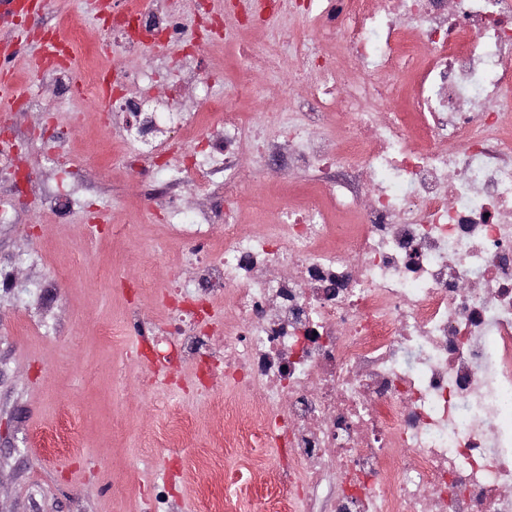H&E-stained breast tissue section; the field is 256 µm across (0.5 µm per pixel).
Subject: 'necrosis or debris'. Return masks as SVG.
<instances>
[{"mask_svg": "<svg viewBox=\"0 0 512 512\" xmlns=\"http://www.w3.org/2000/svg\"><path fill=\"white\" fill-rule=\"evenodd\" d=\"M282 11L309 19L321 52L294 38L268 54L305 83L295 112L264 102L271 135L212 96L141 112L124 89L146 69L75 74L64 42L39 71L64 96L111 76L113 107L140 118L132 162L164 165L171 193L223 196V217L169 227L197 257L202 300L224 301V386L253 403L254 426L228 412L224 427L236 447L256 427L281 448L289 504L512 512V0H243L224 31L240 61ZM171 28L124 0L115 52L140 56ZM165 121L194 146L172 163L167 142L139 148ZM248 159L275 186L308 175L278 224L245 220ZM197 323L183 304L166 318L174 356L199 353Z\"/></svg>", "mask_w": 512, "mask_h": 512, "instance_id": "4bbe7bcc", "label": "necrosis or debris"}]
</instances>
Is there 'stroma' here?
<instances>
[{
    "mask_svg": "<svg viewBox=\"0 0 512 512\" xmlns=\"http://www.w3.org/2000/svg\"><path fill=\"white\" fill-rule=\"evenodd\" d=\"M95 0H50L26 23L0 13V43H14L18 84L42 90L36 61L40 30L59 25L63 36L82 35L73 60L94 58L97 43L112 34L102 27ZM178 41L144 52L147 84L129 94L158 104L169 97ZM213 73L208 92L227 96L242 112L261 113L270 97L287 96L282 74L254 56L258 94L233 97L239 68L233 47L203 45L196 53ZM23 138L10 165H0V269L15 287H0V512H200L202 494L223 500L224 512H253L257 499L278 494L267 470L277 453L224 445V410L248 404L226 392L214 373L198 376L196 359L159 366L151 327L167 314L169 281L191 285L193 259L170 235L150 186L113 152L124 118L109 103L63 101L52 112L13 110L0 116ZM31 174L17 184L16 168ZM245 181L257 208L251 224L277 223L287 192L253 170ZM51 185L75 194L65 220L43 213L36 191ZM116 224L136 227L134 238L113 235ZM191 433L170 446L173 418ZM221 471L212 481L199 456Z\"/></svg>",
    "mask_w": 512,
    "mask_h": 512,
    "instance_id": "35a3bbf8",
    "label": "stroma"
}]
</instances>
